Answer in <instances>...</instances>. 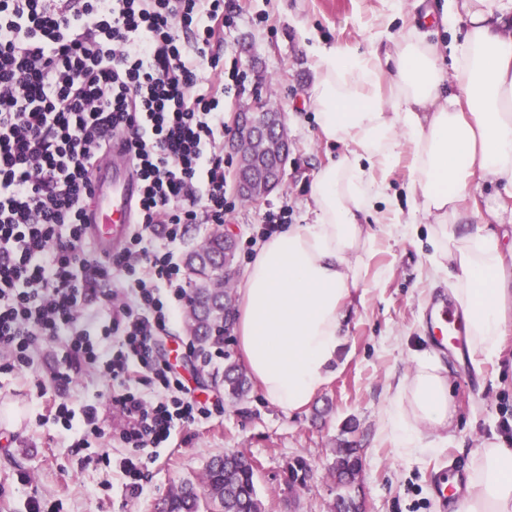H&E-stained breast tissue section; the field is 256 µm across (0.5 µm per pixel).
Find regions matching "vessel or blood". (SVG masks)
Instances as JSON below:
<instances>
[{"mask_svg":"<svg viewBox=\"0 0 512 512\" xmlns=\"http://www.w3.org/2000/svg\"><path fill=\"white\" fill-rule=\"evenodd\" d=\"M91 202L85 210V232L95 249L116 252L126 243L137 218L142 185L127 150L126 136L116 132L105 158L90 174ZM430 334L437 346L464 348L466 315L452 308L445 297H436L428 308Z\"/></svg>","mask_w":512,"mask_h":512,"instance_id":"obj_1","label":"vessel or blood"}]
</instances>
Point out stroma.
Instances as JSON below:
<instances>
[{
    "instance_id": "35a3bbf8",
    "label": "stroma",
    "mask_w": 512,
    "mask_h": 512,
    "mask_svg": "<svg viewBox=\"0 0 512 512\" xmlns=\"http://www.w3.org/2000/svg\"><path fill=\"white\" fill-rule=\"evenodd\" d=\"M237 26L227 36L225 60H237L247 75L243 95H226L224 122L262 93L283 112L288 125L289 159L282 188L257 203L237 202L224 218L238 243L237 262L247 268L263 239L262 215L288 206L291 221L311 224L310 184L315 170L338 158L344 147L320 135L311 89L318 59L308 44L369 52L385 0H228ZM432 225L421 220L416 233L379 231L362 253L361 288L354 290L343 314L345 345L335 378L306 410L285 414L258 387L239 402H229L218 378L226 361H241L236 338L223 346V357L202 365L189 346L184 319L171 323L161 343L171 363L197 389L200 399L217 404L211 417L177 431L169 447L146 460L140 493H130L116 465L126 451L111 435L90 436L78 447L80 432H62L39 424L38 382L65 364L60 341L43 343L32 368L0 372V402L24 415L23 422L0 426V512H27L38 500L43 512H154L155 505L182 482L198 481L212 456L243 452L256 461L257 488L269 512H330L336 498L331 466L343 443L359 448L358 477L367 512H456L436 497V482L461 471L472 473L477 451L494 440L512 448V327L498 359L477 366L448 351H437L425 321V309L451 280L427 277L433 247ZM438 354L447 369L455 403L448 441L439 448L406 457L382 433L388 390L412 373L417 359ZM112 389L90 366L77 368L61 393L73 408L102 406L105 421L116 414ZM110 454V464L97 460ZM307 464L305 482L288 488L289 467Z\"/></svg>"
}]
</instances>
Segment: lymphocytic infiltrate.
Here are the masks:
<instances>
[{"label": "lymphocytic infiltrate", "mask_w": 512, "mask_h": 512, "mask_svg": "<svg viewBox=\"0 0 512 512\" xmlns=\"http://www.w3.org/2000/svg\"><path fill=\"white\" fill-rule=\"evenodd\" d=\"M235 25L224 0H0V370L65 337L71 360L111 381L118 418L105 425L98 404L77 412L60 398L66 367L40 384L42 403L62 430L111 429L135 491L144 459L212 413L157 342L185 295L175 244L186 225L223 223L235 207L224 96L243 93L246 76L220 57ZM117 131L143 192L124 248L100 257L82 214Z\"/></svg>", "instance_id": "obj_1"}]
</instances>
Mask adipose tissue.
I'll return each instance as SVG.
<instances>
[{
	"instance_id": "ef3b65f1",
	"label": "adipose tissue",
	"mask_w": 512,
	"mask_h": 512,
	"mask_svg": "<svg viewBox=\"0 0 512 512\" xmlns=\"http://www.w3.org/2000/svg\"><path fill=\"white\" fill-rule=\"evenodd\" d=\"M511 14L512 0H444L443 25L465 23L461 42H429L413 26L389 51L319 48L312 102L320 133L347 151L314 174L315 223L284 226L260 245L235 311L247 369L284 413L306 409L336 375L342 309L361 285L359 252L374 224L408 235L416 218L433 219L432 270L455 271L471 355L497 354L512 327V247L492 225L470 222L462 202L477 180L512 197V35L502 31ZM405 154L419 202L403 221L373 201ZM389 394L383 430L402 455L447 429L452 386L434 358L420 357ZM459 512H512V448L483 446Z\"/></svg>"
}]
</instances>
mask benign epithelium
<instances>
[{
  "instance_id": "1",
  "label": "benign epithelium",
  "mask_w": 512,
  "mask_h": 512,
  "mask_svg": "<svg viewBox=\"0 0 512 512\" xmlns=\"http://www.w3.org/2000/svg\"><path fill=\"white\" fill-rule=\"evenodd\" d=\"M267 110L259 97L236 113L234 134L229 143L237 164V191L243 198L258 202L282 186L288 163V128L283 113L278 121L268 128L259 124L255 116ZM266 153L277 158L275 167L262 174L252 176L251 168L257 155Z\"/></svg>"
}]
</instances>
